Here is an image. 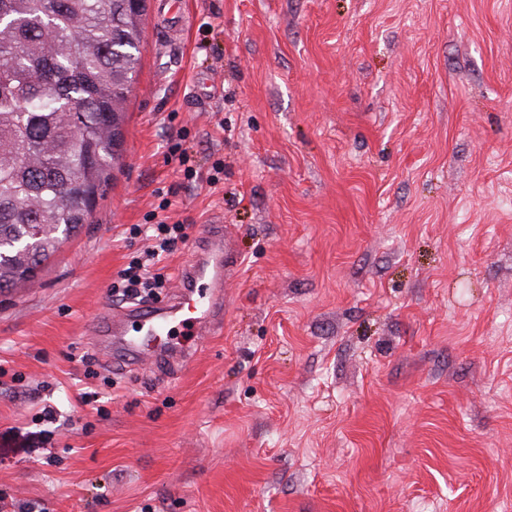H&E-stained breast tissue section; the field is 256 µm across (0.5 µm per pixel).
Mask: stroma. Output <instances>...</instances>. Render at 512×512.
I'll use <instances>...</instances> for the list:
<instances>
[{
    "label": "stroma",
    "instance_id": "1",
    "mask_svg": "<svg viewBox=\"0 0 512 512\" xmlns=\"http://www.w3.org/2000/svg\"><path fill=\"white\" fill-rule=\"evenodd\" d=\"M148 5L111 190L0 295V512H512V0ZM161 220L223 326L108 364ZM186 228L184 224H166L163 221L159 224H145L143 228L137 226L138 233H143L145 239L151 241L143 250L145 260L142 262L137 258L121 269L117 275L120 286L114 283L113 288H123V298L139 297L141 288H162L166 278L159 271L165 266L154 268L170 257L179 240L183 243L187 241L189 236L185 232Z\"/></svg>",
    "mask_w": 512,
    "mask_h": 512
}]
</instances>
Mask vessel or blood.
I'll use <instances>...</instances> for the list:
<instances>
[{"instance_id":"vessel-or-blood-1","label":"vessel or blood","mask_w":512,"mask_h":512,"mask_svg":"<svg viewBox=\"0 0 512 512\" xmlns=\"http://www.w3.org/2000/svg\"><path fill=\"white\" fill-rule=\"evenodd\" d=\"M224 227L205 225L193 246L191 261L178 276L179 293L173 304L151 312L129 307L117 315H108L96 326L100 336L123 333L128 320L138 322L135 337L129 338L132 357H139L145 337L169 335L174 326L192 321L210 330L219 327L224 315Z\"/></svg>"}]
</instances>
